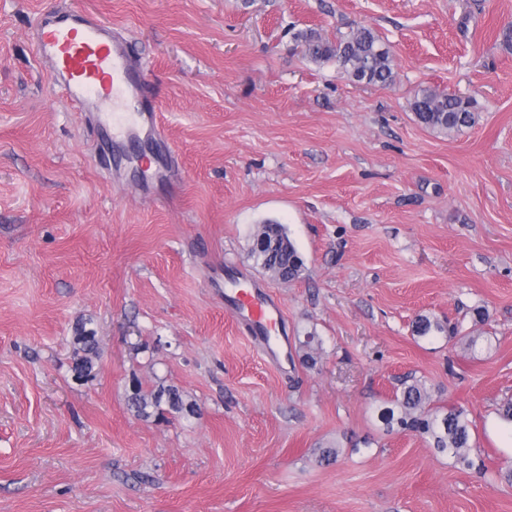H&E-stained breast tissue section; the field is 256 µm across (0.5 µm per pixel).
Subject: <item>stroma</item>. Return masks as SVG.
I'll return each instance as SVG.
<instances>
[{"instance_id": "stroma-1", "label": "stroma", "mask_w": 512, "mask_h": 512, "mask_svg": "<svg viewBox=\"0 0 512 512\" xmlns=\"http://www.w3.org/2000/svg\"><path fill=\"white\" fill-rule=\"evenodd\" d=\"M75 4L130 43L161 136L110 138L51 85L32 26ZM362 25L390 85L295 47ZM509 27L512 0H0V512H512ZM422 87L477 123L425 128ZM269 220L299 279L251 257ZM241 275L283 307L280 363L224 304ZM421 315L492 347L417 336ZM407 376L466 410L473 467L383 431ZM135 378L197 413L137 417ZM77 336H74L76 357L72 366L74 378L77 381L88 380L93 376L94 360L98 358V341L95 332L86 328V323L80 324L76 328Z\"/></svg>"}]
</instances>
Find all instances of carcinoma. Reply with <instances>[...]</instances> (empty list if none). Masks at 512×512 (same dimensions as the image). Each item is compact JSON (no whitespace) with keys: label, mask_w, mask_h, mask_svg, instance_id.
Wrapping results in <instances>:
<instances>
[{"label":"carcinoma","mask_w":512,"mask_h":512,"mask_svg":"<svg viewBox=\"0 0 512 512\" xmlns=\"http://www.w3.org/2000/svg\"><path fill=\"white\" fill-rule=\"evenodd\" d=\"M304 47L305 56L318 66L334 65L353 82L386 86L394 81V59L390 48L375 32L360 26L332 42L317 30L309 28L295 34ZM411 109L425 127L448 134L475 125L478 113L474 100L434 88L418 90ZM251 257L266 273L281 281L300 277L304 263L285 227L277 221L263 224L254 235ZM415 332L421 337L461 338L468 349L476 348L478 338L460 335L459 327L419 318ZM76 344L72 371L77 381L93 376L94 360L98 358L95 332L82 323L76 328ZM129 406L141 418L163 417L167 413L192 416L196 404L187 402L173 388L146 389L140 380H132ZM377 417L386 433H413L429 438L431 447L466 467L469 459L470 423L466 413L455 407L433 406L427 389L419 380L403 384L390 405L378 409Z\"/></svg>","instance_id":"obj_1"}]
</instances>
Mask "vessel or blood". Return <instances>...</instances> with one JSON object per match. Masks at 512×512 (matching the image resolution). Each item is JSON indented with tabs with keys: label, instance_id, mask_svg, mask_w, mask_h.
I'll return each instance as SVG.
<instances>
[{
	"label": "vessel or blood",
	"instance_id": "obj_1",
	"mask_svg": "<svg viewBox=\"0 0 512 512\" xmlns=\"http://www.w3.org/2000/svg\"><path fill=\"white\" fill-rule=\"evenodd\" d=\"M34 45L52 84L82 111L97 113L102 124L119 132L156 126L151 108L120 111L122 101L138 96L139 83L126 46L93 13L69 8L43 13L34 24ZM227 299L244 334L274 359L270 332L282 315L281 304L249 283L229 291Z\"/></svg>",
	"mask_w": 512,
	"mask_h": 512
}]
</instances>
